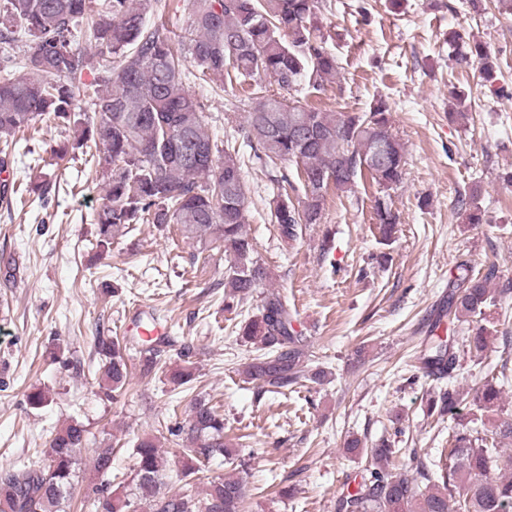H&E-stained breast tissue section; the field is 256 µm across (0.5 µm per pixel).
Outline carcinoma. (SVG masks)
<instances>
[{"mask_svg":"<svg viewBox=\"0 0 512 512\" xmlns=\"http://www.w3.org/2000/svg\"><path fill=\"white\" fill-rule=\"evenodd\" d=\"M318 0H185L190 17L187 37L173 42L170 19L147 20L146 8L133 0H3L0 5V43L18 52L0 58V140L9 143L21 129L53 119L74 120L76 103L84 101L93 116L69 144L35 162L53 167L69 152L80 150L95 161L106 196L94 217L96 247L135 224H175L184 238L224 249L227 310L240 303L267 278L245 231L248 192L241 164V147L266 167L293 163L304 191L293 203L287 172L277 179L279 191L270 202L271 220L284 242L294 241L303 224L321 222L329 186L341 192L364 179L379 190L374 211L383 241H390L398 224L389 191L402 181L405 150L391 132L388 103L378 99L363 113L324 112L294 101L266 86L256 90L258 102L240 123L243 146L218 144L212 117L186 89L191 78L219 82L224 73L252 79L263 73L281 88L305 83L319 91L335 75L336 57L327 46L317 17ZM85 40L88 46L80 45ZM481 77L494 71L484 46H473ZM196 71H191L189 66ZM90 83L82 81L85 72ZM270 124L274 134L253 139L254 131ZM384 144L382 159L374 150ZM234 178L238 190H224ZM500 280L492 262L473 273L465 263L448 278V322L486 319V310L512 289ZM430 330L422 364L429 376L454 379L458 357L451 344ZM238 336L258 355L243 363L244 381L263 393L285 395L305 378L328 380L329 372H309L306 338L293 327L286 301L265 296L259 312L241 322ZM495 337V329H473L469 350L477 363ZM103 363L99 389L108 397L121 394L128 365L119 340L95 337ZM192 351L179 363L164 367L167 380L183 386L194 379ZM509 381L507 366L475 390L467 405L453 389L429 399L431 414L448 417V447L440 459L415 474L393 466L399 449L381 440L368 450L357 437L346 452L370 451L375 465L356 491L338 501L339 512H512V453L498 447L512 441V421L492 422L500 411L496 384ZM168 432L181 438L184 456L176 471L180 481L198 479L203 467L218 457H231L224 435V414L199 397L191 402L185 425ZM93 449L94 472L112 475V447H98L83 422L72 420L55 431L40 462L0 475V512H65L78 478L77 450ZM134 475L122 490L112 480L90 482L85 496L96 512H241L247 496L237 477L217 478L199 497L169 489L171 466L158 437L140 439L133 449Z\"/></svg>","mask_w":512,"mask_h":512,"instance_id":"obj_1","label":"carcinoma"}]
</instances>
